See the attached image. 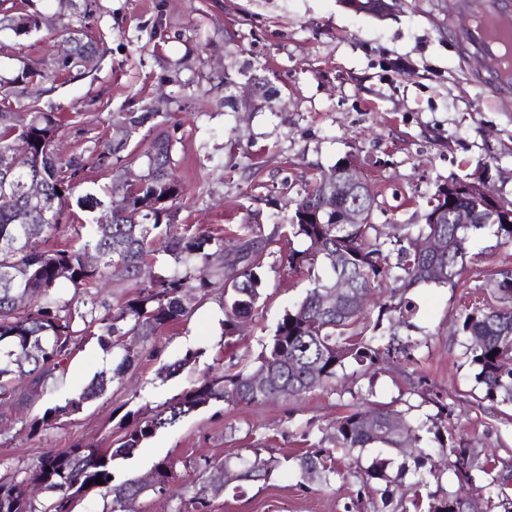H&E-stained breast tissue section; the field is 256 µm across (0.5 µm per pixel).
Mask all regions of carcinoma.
I'll use <instances>...</instances> for the list:
<instances>
[{
	"label": "carcinoma",
	"mask_w": 512,
	"mask_h": 512,
	"mask_svg": "<svg viewBox=\"0 0 512 512\" xmlns=\"http://www.w3.org/2000/svg\"><path fill=\"white\" fill-rule=\"evenodd\" d=\"M93 2L74 0L77 23L62 27L58 52L65 70H92L103 60L104 52L82 25V19L93 12ZM38 28L39 17L34 12H16L12 6L0 12V31L22 36ZM36 76L26 64L9 76L0 74V194L7 192L14 199L12 208L0 209V402L18 401L19 384L25 381L34 389H43L48 380L63 375L72 355L91 335L112 353V373H99L79 396L47 408L42 417L28 423L31 434L78 412L85 401L121 380L148 353L147 343L158 331L187 314V296L206 295L222 285L224 337L230 339L258 313L264 290L257 259L259 241L243 242L234 250L233 259L215 267L213 262L224 257L221 230H193L176 223L175 205L183 188L172 174L175 139L162 122L168 113L154 105L139 112H116L112 126L118 138L98 141L89 152L73 154L62 162L53 152L61 123L58 115L35 110L20 123L11 106L13 99L19 102L40 95L34 88ZM145 127L152 137L142 153L145 168L133 194L119 200L90 192L76 194L89 166L122 177L128 160L124 151ZM34 181L43 188L37 200L25 192L26 185ZM334 189L333 169L295 202L286 261L291 270L305 268L312 273L310 287L284 312L251 369L208 373L150 412L132 413L131 427L113 447L92 448L78 442L65 450L45 451L24 478L0 479V512H72L76 499L97 488L111 497L109 512H125L124 504L131 499L170 492L178 479L174 459L155 462L153 485L137 478L111 479L112 463L130 457L159 430L176 425L213 401L251 405L298 398L330 387L338 371L349 364L369 368L382 354H403L421 347L420 338L405 341L394 332H385L384 317L395 313L399 323L411 326L416 306L407 297L408 291L428 284L455 286L484 234L495 236L501 246H512V222L489 217L483 201L466 194L456 198L457 207L474 212V224L395 225L394 232L383 239L372 223V208L362 224H338L322 215L320 223L313 222L311 216L321 196ZM75 207L89 214L87 223L79 225L87 236L82 247L41 248L28 237L31 224L50 232L67 227ZM422 236L443 239L444 251L435 255L417 252L414 243ZM296 241L298 248L293 246ZM89 251L98 256L95 266L86 262ZM338 251L348 257L339 270L333 263ZM160 252L172 256L182 268L138 284V292L115 308L101 296L98 285L108 278L110 269L137 279L146 258ZM210 266L214 270L209 274ZM338 276L349 281V288L335 308L327 309L321 299ZM389 276L396 283L390 303L379 308L374 321H368L363 297ZM65 282L73 287L69 298L61 291ZM493 294L496 304H475L459 313V332L483 399L507 405L512 404V271H502L493 281ZM128 336L138 337L139 343L127 344ZM256 375L263 377V386L252 384ZM444 430L448 427L438 423V415L420 421L385 405L354 407L321 431L318 441L299 456L297 467L308 479L328 487L341 475L328 463L330 448L350 456L365 448L383 452L401 448L409 440L418 442L426 432L431 435L427 447L446 451L448 469L459 483L471 485L479 479V489L488 497L500 493L505 478L479 464L470 444L442 434ZM328 443L332 447H326ZM252 452V457L235 462L206 456L196 460L194 478L182 484L178 512H210L212 499L229 484L264 479L280 464L274 456H262L260 448ZM389 464L388 459H376L369 468L357 465L348 472L360 484L357 494L372 500L373 512H385L392 495L386 488L377 501V489L372 486L375 480L393 483L386 474ZM98 478L103 485L96 484ZM465 507L462 498L448 494L432 498L427 512H465Z\"/></svg>",
	"instance_id": "obj_1"
}]
</instances>
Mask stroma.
<instances>
[{
    "label": "stroma",
    "mask_w": 512,
    "mask_h": 512,
    "mask_svg": "<svg viewBox=\"0 0 512 512\" xmlns=\"http://www.w3.org/2000/svg\"><path fill=\"white\" fill-rule=\"evenodd\" d=\"M33 8L38 31L0 32V71L25 62L44 73L37 106L63 116L58 155L115 137L113 113L159 104L177 126L174 173L184 187L177 223L221 227L238 243L262 237L266 300L228 340L218 293L190 296L189 314L156 336L152 356L79 412L27 435L24 423L111 369V354L85 338L63 378L0 410V476L28 470L50 449L119 437L127 412L186 389L215 357L228 369L255 358L309 286L306 270L281 262L294 202L337 161L349 157L363 168L382 229L422 223L429 197L454 175H480L498 199L512 202V96L492 91L478 56L461 55L469 19L459 0H397L383 18L341 0H97L86 25L102 37L105 58L76 79L59 70L54 47L72 20L69 0H34ZM475 251L457 287L410 291L419 311L414 327L398 333L427 339L410 356L382 358L368 374H346L335 388L297 399L210 403L117 460L116 477L148 476L166 456L189 465L260 444L279 466L267 479L225 490L212 512H369L355 480L306 489L292 462L353 403L413 404L423 416L446 405L449 431L470 440L480 462L511 464L512 420L484 400L457 318L463 306L489 299L496 273L512 269V248L487 236ZM189 352L196 361L185 362ZM179 360L183 368L167 375Z\"/></svg>",
    "instance_id": "obj_1"
}]
</instances>
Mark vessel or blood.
I'll return each mask as SVG.
<instances>
[{"instance_id": "obj_1", "label": "vessel or blood", "mask_w": 512, "mask_h": 512, "mask_svg": "<svg viewBox=\"0 0 512 512\" xmlns=\"http://www.w3.org/2000/svg\"><path fill=\"white\" fill-rule=\"evenodd\" d=\"M469 26L459 41L465 53L479 56L498 94L512 93V64L503 43L512 40V0H461Z\"/></svg>"}]
</instances>
